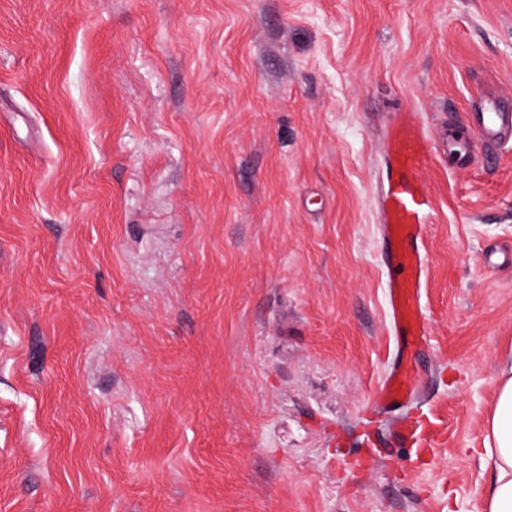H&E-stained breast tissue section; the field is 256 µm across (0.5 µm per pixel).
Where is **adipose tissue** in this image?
Wrapping results in <instances>:
<instances>
[{"instance_id": "adipose-tissue-1", "label": "adipose tissue", "mask_w": 512, "mask_h": 512, "mask_svg": "<svg viewBox=\"0 0 512 512\" xmlns=\"http://www.w3.org/2000/svg\"><path fill=\"white\" fill-rule=\"evenodd\" d=\"M482 461L492 470L483 491L486 512H512V359H504L498 371L493 408L486 420Z\"/></svg>"}]
</instances>
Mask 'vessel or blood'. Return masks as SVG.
Returning a JSON list of instances; mask_svg holds the SVG:
<instances>
[{
	"label": "vessel or blood",
	"instance_id": "obj_1",
	"mask_svg": "<svg viewBox=\"0 0 512 512\" xmlns=\"http://www.w3.org/2000/svg\"><path fill=\"white\" fill-rule=\"evenodd\" d=\"M470 121L474 132L470 139L451 132L433 140L413 112L399 113L387 127L384 154L389 173L381 190V237L388 269L389 324L398 348L396 360L373 392V405L383 411L404 408L420 393L422 378L409 354L430 340L423 304L428 269L423 241L432 199L420 170L440 150L460 161L472 153L474 143L492 149L512 142V106L499 98H485ZM425 431V425L403 419L389 435L420 450L427 445Z\"/></svg>",
	"mask_w": 512,
	"mask_h": 512
}]
</instances>
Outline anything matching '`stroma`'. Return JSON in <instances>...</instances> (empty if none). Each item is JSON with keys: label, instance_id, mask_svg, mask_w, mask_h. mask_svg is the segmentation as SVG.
<instances>
[{"label": "stroma", "instance_id": "stroma-1", "mask_svg": "<svg viewBox=\"0 0 512 512\" xmlns=\"http://www.w3.org/2000/svg\"><path fill=\"white\" fill-rule=\"evenodd\" d=\"M512 99V0H0V512H484L512 148L434 153L410 410L386 125ZM426 430L435 433L427 425L403 419L393 425L389 430V436L398 443H410L412 448L430 452L431 448H423L430 446V442L428 443L424 437Z\"/></svg>", "mask_w": 512, "mask_h": 512}]
</instances>
